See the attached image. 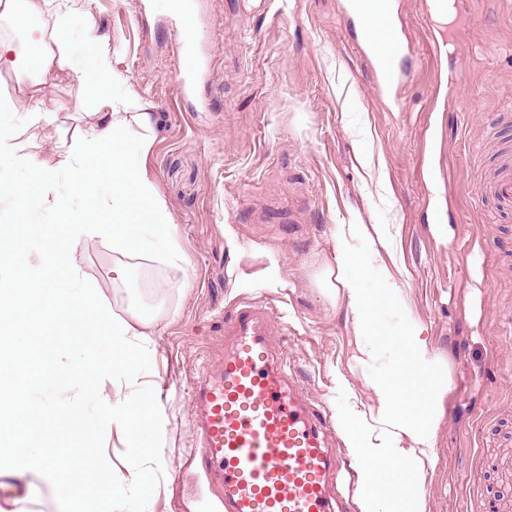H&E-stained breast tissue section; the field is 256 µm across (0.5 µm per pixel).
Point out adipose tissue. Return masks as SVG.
<instances>
[{
    "mask_svg": "<svg viewBox=\"0 0 512 512\" xmlns=\"http://www.w3.org/2000/svg\"><path fill=\"white\" fill-rule=\"evenodd\" d=\"M50 3L0 0V18L11 21L36 48L34 55L25 57L14 42L0 40V70L26 74L22 92L29 104L20 124L0 127V160L28 159L40 130L52 121L50 113L40 108V94L62 76H77L96 95L98 106L85 135L62 144L53 163L39 164L38 193H31L29 185L0 177V195L15 200L11 217L0 224V331L21 339L33 326L28 313L37 291L17 287L10 273L24 261L17 244L35 230L30 208L37 200L64 219L61 234L48 236L47 243L52 267L64 268L66 277L56 281L53 304L43 310L42 320L53 324L71 349L83 347L89 338L101 337L112 348L113 365H125L138 357L128 342L135 333L134 325L97 308L92 292L78 285L73 255L77 244L86 238H99L113 251L129 253L143 251L148 235L169 236L171 210L147 167L154 141L153 122L149 113L136 111L124 80L114 72L105 32L89 30L82 38H72L69 31L74 10L70 7L55 12L51 29L38 26ZM61 169L70 175L71 193L66 197L53 189L54 176ZM87 199L111 213V221L94 224L77 216L73 201ZM355 258L354 246L341 241L336 269L324 274L321 286L329 293L344 289L356 332L363 338L358 360L365 364L375 358L374 348L364 340L375 326L373 311L377 305L399 302L400 293L395 282L386 278L378 295L367 294L351 272ZM406 341L402 372L372 384L389 425L381 441L361 438L352 416L342 419L347 444L359 468L361 512H426L424 463L430 457L435 433L437 378L419 331L411 330ZM18 351L15 345L0 346V413L8 410L28 418L35 410L27 400L24 368L13 362Z\"/></svg>",
    "mask_w": 512,
    "mask_h": 512,
    "instance_id": "adipose-tissue-1",
    "label": "adipose tissue"
}]
</instances>
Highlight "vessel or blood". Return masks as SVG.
I'll use <instances>...</instances> for the list:
<instances>
[{"label": "vessel or blood", "mask_w": 512, "mask_h": 512, "mask_svg": "<svg viewBox=\"0 0 512 512\" xmlns=\"http://www.w3.org/2000/svg\"><path fill=\"white\" fill-rule=\"evenodd\" d=\"M342 12L373 72V91L401 104L414 55L395 0H344ZM451 12L459 28L477 21L469 0H427L425 21ZM224 334L216 370L192 388L200 450L186 467L217 478L224 512H353L328 482L333 471L352 486L353 470L329 448L328 415L313 408L305 385L274 353L268 308L239 305Z\"/></svg>", "instance_id": "obj_1"}]
</instances>
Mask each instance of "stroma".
<instances>
[{
  "label": "stroma",
  "mask_w": 512,
  "mask_h": 512,
  "mask_svg": "<svg viewBox=\"0 0 512 512\" xmlns=\"http://www.w3.org/2000/svg\"><path fill=\"white\" fill-rule=\"evenodd\" d=\"M342 0H188L209 59L207 79L185 95L191 59L180 20L161 0H76L73 36L104 26L112 67L127 81L156 138L150 177L168 201L179 258L121 255L91 239L75 252L84 287L110 314H139L153 336L151 369L136 383L105 380V402L154 389L163 417V478L147 512H218L216 487L183 467L194 445L190 399L206 362L224 352V319L240 303L273 308L274 340L333 426L356 412L379 428L371 378L401 370L404 334L416 326L441 383L427 512H512V208L486 193L512 151V0H472L478 23L435 54L423 0H399L418 59L392 111L372 89L366 60L340 13ZM456 83L448 112H429L437 75ZM55 120L34 162L10 166L29 182L35 161L84 132L96 99L75 76L47 88ZM443 223H435V212ZM353 237L356 272L376 293L382 275L401 302L379 306L376 358L356 364L355 325L344 296L317 284ZM279 274L267 279L270 257ZM0 512H59L37 473L0 477Z\"/></svg>",
  "instance_id": "stroma-1"
}]
</instances>
